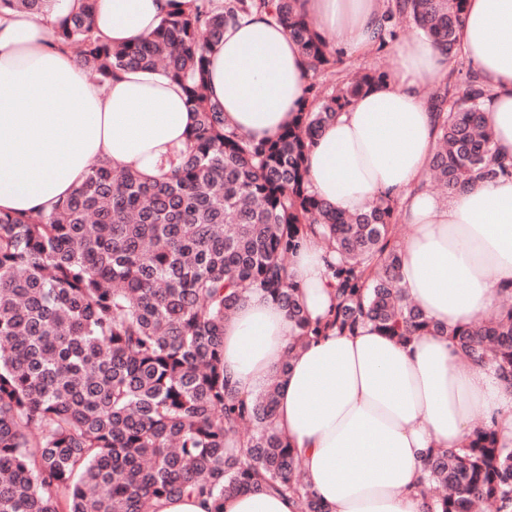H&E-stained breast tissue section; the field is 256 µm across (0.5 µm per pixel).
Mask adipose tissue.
<instances>
[{"instance_id": "obj_1", "label": "adipose tissue", "mask_w": 512, "mask_h": 512, "mask_svg": "<svg viewBox=\"0 0 512 512\" xmlns=\"http://www.w3.org/2000/svg\"><path fill=\"white\" fill-rule=\"evenodd\" d=\"M328 45L354 53L378 39L384 0H300ZM80 0H41L0 11V211L49 212L107 161L147 178L171 174L193 125L179 85L128 69L99 83L56 43L54 24ZM172 0H97L95 30L120 45L151 34ZM457 48L489 91L494 147L512 157V0H465ZM398 66L364 89L319 134L309 186L346 213L397 200L413 232L399 241V285L425 316L462 327L512 291V179L437 197L428 188L438 119L422 89L448 75L445 51L422 37L396 44ZM308 63L287 31L256 12L224 31L207 88L225 124L272 140L303 102ZM288 278L310 319H326L336 281L308 239ZM279 301L253 288L224 323V380L250 400L276 386L275 428L295 448L308 490L329 512H423V458L493 426L512 444V387L488 363L463 361L447 337L400 343L370 323L290 344ZM224 512H299L271 488L225 499Z\"/></svg>"}]
</instances>
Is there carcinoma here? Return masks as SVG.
Listing matches in <instances>:
<instances>
[{
    "instance_id": "obj_1",
    "label": "carcinoma",
    "mask_w": 512,
    "mask_h": 512,
    "mask_svg": "<svg viewBox=\"0 0 512 512\" xmlns=\"http://www.w3.org/2000/svg\"><path fill=\"white\" fill-rule=\"evenodd\" d=\"M465 0H395L398 14L456 56ZM96 0L60 18L57 43L108 80L160 69L195 122L170 176L145 180L105 163L49 213H0V512H156L161 500L224 498L262 487L327 512L275 428L279 381L248 402L224 383V320L244 292L275 295L298 329L292 347L368 320L399 342L448 337L460 357L512 382V298L463 327L438 326L401 292L398 203L347 214L316 195L305 160L321 130L370 83L325 94L315 81L295 123L271 142L224 123L206 87L207 53L253 10L282 24L317 72L336 65L298 0H177L149 36L96 35ZM476 77L433 88L437 149L429 177L451 195L512 175L493 148ZM339 256L336 304L313 322L287 282L307 234ZM428 512H512V447L483 428L424 459Z\"/></svg>"
}]
</instances>
